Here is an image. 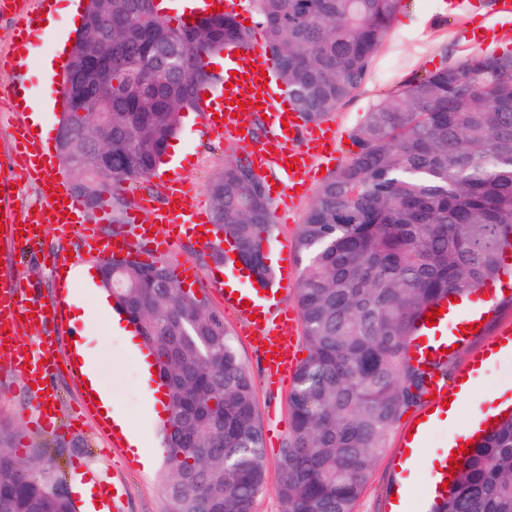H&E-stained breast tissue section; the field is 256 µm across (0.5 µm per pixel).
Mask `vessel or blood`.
<instances>
[{"instance_id": "1", "label": "vessel or blood", "mask_w": 512, "mask_h": 512, "mask_svg": "<svg viewBox=\"0 0 512 512\" xmlns=\"http://www.w3.org/2000/svg\"><path fill=\"white\" fill-rule=\"evenodd\" d=\"M212 4L223 6L225 13L235 15L237 21L247 19L239 8L240 0H189L181 21L193 22L196 9ZM20 22L22 43L0 59L16 72L30 67L37 47L33 33L39 18L29 11L21 15ZM224 69L231 72L232 85L223 88L219 95L201 101V129L208 135L240 138L257 169L271 176L274 188L270 195L277 202L273 216L281 218L285 212L295 211L303 195L308 194L319 164L334 159L335 129L327 121H306L297 111L285 87L279 86L273 58L259 40H247L239 52H226ZM238 95L244 96L246 107L234 104L233 99ZM257 113L267 115L268 120L265 137L255 142L248 129L252 116ZM23 142L24 154L30 159L24 173L41 185L43 202L34 209L24 206L18 192L12 190L11 180L0 178V243L15 253L37 249L41 244L40 238L22 234L21 226L54 224L81 232L89 251L99 257L148 262L170 251L179 226L194 230L208 227L210 223L207 213L195 207L191 187L176 173L161 179L162 208L140 203L128 213L120 233L109 239L99 238L91 227L80 223L84 202L67 188L65 176L57 167L46 140L27 127L23 130ZM504 298L501 292L478 290L466 299L447 304L435 325L418 319L415 354L422 362H436L441 360L444 350L467 345L469 338L463 335V328L488 319L493 306ZM224 306L247 317L248 332L256 337V349L265 358L269 381H277L284 375L293 376L298 365V314L283 307L275 294L264 293L255 285L237 292L225 289ZM60 316L59 300L45 302L29 298L14 266L0 265V358L8 357L25 365L28 381L39 387L46 386L48 379L60 369L56 340L45 332ZM20 325L40 334L36 347L27 350L18 342L15 330ZM510 353L512 327L505 325L481 344L459 370L454 385H447L437 376L432 378L430 399L424 400L414 415L413 424L396 439L392 463L397 472L390 488L392 499L387 503V512H408V501L413 493L410 477L416 466L417 451L432 430L447 421L448 404L455 401L456 390L475 377L484 364ZM494 426L490 414L483 412L465 435L449 440L447 451L434 461L425 479L419 494L420 512H431L436 500L444 496L443 485L450 477L454 451L466 442L479 441Z\"/></svg>"}]
</instances>
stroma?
Returning a JSON list of instances; mask_svg holds the SVG:
<instances>
[{"mask_svg":"<svg viewBox=\"0 0 512 512\" xmlns=\"http://www.w3.org/2000/svg\"><path fill=\"white\" fill-rule=\"evenodd\" d=\"M496 0H470L469 6L453 5L451 0H403V8L393 21L390 35L379 52L368 79L353 96L330 116L340 140L341 160H348L355 150L351 138L362 124L367 112L386 100L405 78L425 75L443 66H462L466 59L481 53L482 46L472 36L475 23H497ZM499 38L491 50L512 51V21L497 23ZM182 154L192 162L183 170L184 177L194 186L198 202L210 209L208 190L211 179L230 158L244 157L237 141L221 136L204 137L197 124H182L174 141ZM161 202L158 184L151 179L125 183L113 188L112 199L121 200V207L112 211V221L100 224L94 210H85V223L95 225L100 237H112L124 225L127 207L139 196ZM73 254L76 263L89 264L84 237L77 232H65L56 225H45L41 252L29 251L16 262L19 276L29 285L35 297L50 300L58 295L54 272L47 263V253ZM177 280L185 281L188 289L207 305L224 314L240 358L248 370L255 389L257 422L264 434L266 481L256 501L255 512H282L277 493L281 472V451L291 429L288 406L290 387L270 385L264 363L247 335L240 314L225 309L224 295L214 288L211 276L222 271L233 277V269H219L207 249L193 238H178L166 257ZM72 303H64V314L51 331L58 338L62 359H70V333L78 331L95 363L108 367L107 382L112 394L134 421L144 447L162 445L163 432L155 424L138 367L128 354L122 336L108 333L102 321L91 319L75 322L71 319ZM57 400L56 420L65 425L66 433L55 435L31 428L25 418L37 401L22 369L0 360V431L7 436L6 445L22 449L24 458L34 460L37 473L49 485L59 487L70 496L75 512H85L78 492L83 481L74 471L73 462L93 470L98 479L116 486L119 512H165L162 492L163 461L147 469L132 459L127 447H113L112 430L104 425L97 410L84 406L85 389L76 372H57L49 382ZM512 398V359L504 358L490 365L477 379V389L461 402L452 422L439 426L430 435L419 457L423 461L437 457L449 438L468 427L476 409H489L491 393ZM392 449H385L377 459L370 482L356 504V512H384V501L391 482Z\"/></svg>","mask_w":512,"mask_h":512,"instance_id":"1","label":"stroma"}]
</instances>
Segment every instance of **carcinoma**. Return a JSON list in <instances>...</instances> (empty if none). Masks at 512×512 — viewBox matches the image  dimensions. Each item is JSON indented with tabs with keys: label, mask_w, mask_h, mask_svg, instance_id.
Instances as JSON below:
<instances>
[{
	"label": "carcinoma",
	"mask_w": 512,
	"mask_h": 512,
	"mask_svg": "<svg viewBox=\"0 0 512 512\" xmlns=\"http://www.w3.org/2000/svg\"><path fill=\"white\" fill-rule=\"evenodd\" d=\"M279 78L296 108L321 121L366 81L403 0H256ZM154 17L153 0H90L75 48L90 39L112 56V91L91 94L66 167L97 143L109 111L110 165L74 192L139 182L161 163L180 114L198 108L215 79L205 58L245 43L234 17H216L187 46ZM357 150L317 189L295 238L302 263L297 304L308 356L288 405L281 457L283 512H355L394 424L423 401L433 373L409 344L421 312L507 272L512 248V52L471 56L404 79L368 113ZM211 223L233 239L260 282L272 236L265 182L246 159L225 161L209 183ZM116 306L137 315L143 346L168 379L166 512H254L265 483L253 381L224 315L184 290L164 259H100ZM0 512H73L35 463L0 447ZM436 512H512V418L461 467Z\"/></svg>",
	"instance_id": "obj_1"
}]
</instances>
